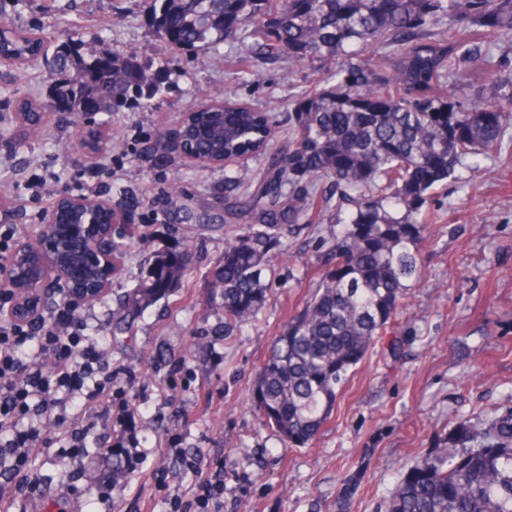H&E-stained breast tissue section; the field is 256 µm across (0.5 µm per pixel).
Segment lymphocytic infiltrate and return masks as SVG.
Segmentation results:
<instances>
[{
    "label": "lymphocytic infiltrate",
    "mask_w": 512,
    "mask_h": 512,
    "mask_svg": "<svg viewBox=\"0 0 512 512\" xmlns=\"http://www.w3.org/2000/svg\"><path fill=\"white\" fill-rule=\"evenodd\" d=\"M79 397L103 402L111 427H126L133 415L120 370L88 335L79 308L66 302L50 319L0 325V502L40 495L29 465L46 447L48 427L65 430L67 455L81 462L86 435L67 415Z\"/></svg>",
    "instance_id": "obj_1"
}]
</instances>
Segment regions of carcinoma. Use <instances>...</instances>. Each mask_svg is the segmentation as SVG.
<instances>
[{"instance_id": "obj_1", "label": "carcinoma", "mask_w": 512, "mask_h": 512, "mask_svg": "<svg viewBox=\"0 0 512 512\" xmlns=\"http://www.w3.org/2000/svg\"><path fill=\"white\" fill-rule=\"evenodd\" d=\"M148 2L173 53L238 40L248 43L237 63L243 74L282 56L317 66V86L288 109L286 153L273 150L269 113L229 99L193 112L180 131L199 153L230 159L228 212L243 196L241 164L266 160L250 198L256 224L224 242L206 277L224 330L254 319L266 301L263 267L276 244L268 229L302 220L338 226L315 294L274 338L251 389L267 423L304 446L419 277L433 190L464 162L479 167L512 128V0ZM46 47L37 29L0 34V56L20 66ZM83 49L72 38L51 53L57 112L141 107L168 89L162 63L153 70L106 52L87 59ZM185 269L183 254L156 253L125 296L127 317L168 296ZM447 443L409 467L385 512H512V406L478 424L456 422ZM358 489L357 475H346L336 512Z\"/></svg>"}]
</instances>
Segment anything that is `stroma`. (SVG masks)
Here are the masks:
<instances>
[{
	"label": "stroma",
	"instance_id": "35a3bbf8",
	"mask_svg": "<svg viewBox=\"0 0 512 512\" xmlns=\"http://www.w3.org/2000/svg\"><path fill=\"white\" fill-rule=\"evenodd\" d=\"M144 0H6L0 25L43 27L48 39L83 40L86 51L136 56L145 66L170 61V88L147 108L96 115L108 144L89 155L82 124L50 113L40 133L18 146L0 145V233L34 234L62 194L98 197L128 217L120 246V272L111 289L82 313L89 335L108 352L111 367L131 379L126 397L136 417L135 437L147 458L133 474L116 459L121 477L110 498L95 482L106 433L83 401L72 404V423L88 428L81 476L63 454V433L49 430V449L32 469L43 494L26 505L0 503V512H173L175 498L198 493V475L185 464L198 455L224 467L222 512H336L346 474L360 487L351 512H385L407 467L444 447L459 420L478 422L494 407L512 405V139L480 160L479 171L459 167L430 204L431 224L421 246V278L412 283L387 336L353 369L331 420L306 446L288 447L253 409L256 370L289 318L314 294L324 265L319 240L332 224H288L266 258L265 304L250 323L215 335L221 312L207 302L209 270L224 241L251 224V214L224 212V170L202 168L179 154L152 153L186 111L231 99L270 112L281 129L295 96L317 77L313 66L280 60L249 76L232 62L238 43L219 53L171 57L145 13ZM46 67L36 63L0 80V132L14 131L16 102L47 100ZM171 249L188 259V271L169 296L139 314L123 332L113 329L125 295L139 284L154 252ZM398 352H390V341ZM178 435L180 452L169 448ZM165 465L167 488L156 487L153 468Z\"/></svg>",
	"mask_w": 512,
	"mask_h": 512
}]
</instances>
